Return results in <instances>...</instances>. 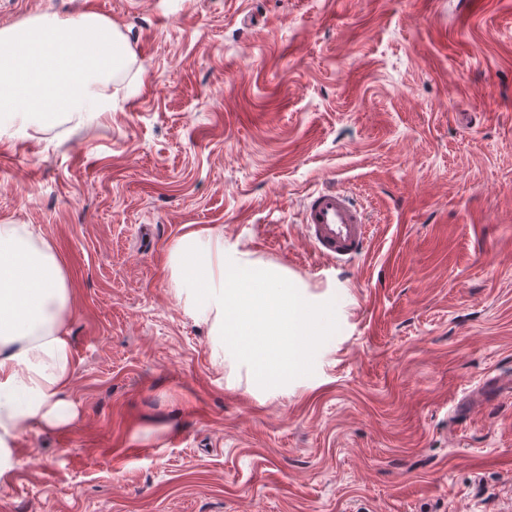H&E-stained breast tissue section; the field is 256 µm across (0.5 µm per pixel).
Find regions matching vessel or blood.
I'll return each mask as SVG.
<instances>
[{
	"label": "vessel or blood",
	"instance_id": "vessel-or-blood-1",
	"mask_svg": "<svg viewBox=\"0 0 512 512\" xmlns=\"http://www.w3.org/2000/svg\"><path fill=\"white\" fill-rule=\"evenodd\" d=\"M302 229L314 254L336 263L361 255L369 240L365 211L345 192L333 187L306 197Z\"/></svg>",
	"mask_w": 512,
	"mask_h": 512
}]
</instances>
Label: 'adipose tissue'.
<instances>
[{"mask_svg": "<svg viewBox=\"0 0 512 512\" xmlns=\"http://www.w3.org/2000/svg\"><path fill=\"white\" fill-rule=\"evenodd\" d=\"M201 231L175 239L167 254L174 289L186 314L205 325L223 357L233 345L259 378L288 374L290 333L300 306L282 288L278 268L225 261ZM70 288L53 245L27 224L0 225V480L14 467L18 430L68 427L78 415L71 398L75 356L68 329ZM276 337L254 331L257 320Z\"/></svg>", "mask_w": 512, "mask_h": 512, "instance_id": "ef3b65f1", "label": "adipose tissue"}]
</instances>
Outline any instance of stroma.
I'll list each match as a JSON object with an SVG mask.
<instances>
[{
  "label": "stroma",
  "instance_id": "stroma-1",
  "mask_svg": "<svg viewBox=\"0 0 512 512\" xmlns=\"http://www.w3.org/2000/svg\"><path fill=\"white\" fill-rule=\"evenodd\" d=\"M92 10L134 66L112 109L0 132V225L73 296L68 428L19 432L0 512H512V0H0ZM369 250L314 255L312 191ZM276 266L288 376L216 360L178 236ZM367 223L365 211L336 187L310 193L303 204L304 236L314 254L330 262L350 260L365 251Z\"/></svg>",
  "mask_w": 512,
  "mask_h": 512
}]
</instances>
